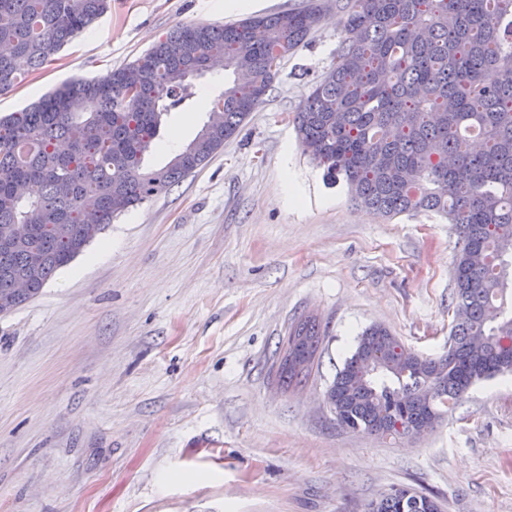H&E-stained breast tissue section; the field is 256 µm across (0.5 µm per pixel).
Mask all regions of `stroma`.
Listing matches in <instances>:
<instances>
[{"mask_svg":"<svg viewBox=\"0 0 512 512\" xmlns=\"http://www.w3.org/2000/svg\"><path fill=\"white\" fill-rule=\"evenodd\" d=\"M320 2L236 138L0 314V512H365L393 486L443 512H512V376L409 441L343 430L326 402L372 324L421 354L447 349L459 244L437 215L356 206L304 153L293 116L343 38L337 0ZM238 19L218 0H112L0 95V114L134 61L177 25ZM205 120L172 113L147 166ZM308 315L319 365L286 392L273 365Z\"/></svg>","mask_w":512,"mask_h":512,"instance_id":"1","label":"stroma"}]
</instances>
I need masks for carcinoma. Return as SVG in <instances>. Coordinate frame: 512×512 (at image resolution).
Here are the masks:
<instances>
[{
    "label": "carcinoma",
    "instance_id": "carcinoma-1",
    "mask_svg": "<svg viewBox=\"0 0 512 512\" xmlns=\"http://www.w3.org/2000/svg\"><path fill=\"white\" fill-rule=\"evenodd\" d=\"M110 7L109 0H0V93L39 70ZM336 65L294 116L304 151L382 216L433 212L456 226L448 351L407 348L374 324L326 393L351 432L415 438L475 383L512 373V0H346ZM315 3L215 26L175 27L133 63L70 80L0 116V309L36 296L112 218L205 165L272 86L281 60L320 18ZM223 61L233 86L214 99L188 71ZM142 90L130 94L129 74ZM202 108L198 136L168 164L145 156L163 117ZM322 343L313 316L292 323L275 372L297 388ZM369 512H442L393 487Z\"/></svg>",
    "mask_w": 512,
    "mask_h": 512
}]
</instances>
